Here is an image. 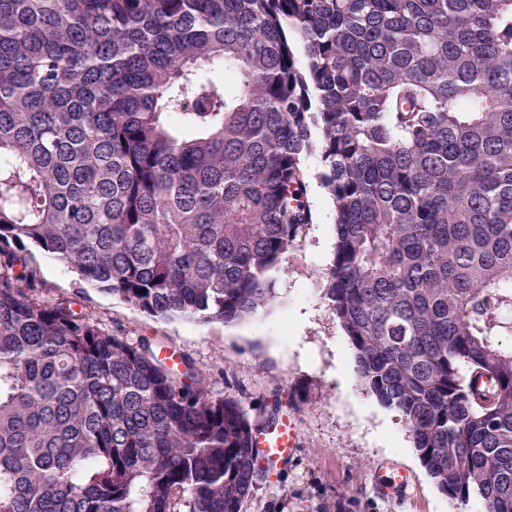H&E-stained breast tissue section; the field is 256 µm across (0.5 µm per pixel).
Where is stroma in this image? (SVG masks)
<instances>
[{
    "instance_id": "1",
    "label": "stroma",
    "mask_w": 512,
    "mask_h": 512,
    "mask_svg": "<svg viewBox=\"0 0 512 512\" xmlns=\"http://www.w3.org/2000/svg\"><path fill=\"white\" fill-rule=\"evenodd\" d=\"M314 222L276 273L278 304L236 324L198 325L152 318L119 297L83 285L50 255L31 252L37 297L75 301L112 333L152 336L190 357L212 394L235 397L255 423L270 412L291 416L298 450L260 480L243 512H461L421 464L395 411L359 384L349 340L323 297V272L335 246L334 208L320 181L319 155L308 156ZM407 470V491L381 497L377 470Z\"/></svg>"
}]
</instances>
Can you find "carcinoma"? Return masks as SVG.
Returning a JSON list of instances; mask_svg holds the SVG:
<instances>
[{
	"mask_svg": "<svg viewBox=\"0 0 512 512\" xmlns=\"http://www.w3.org/2000/svg\"><path fill=\"white\" fill-rule=\"evenodd\" d=\"M325 297L457 504L512 512V0H0V512H242L260 428L194 362L41 300L34 246L156 318Z\"/></svg>",
	"mask_w": 512,
	"mask_h": 512,
	"instance_id": "obj_1",
	"label": "carcinoma"
}]
</instances>
